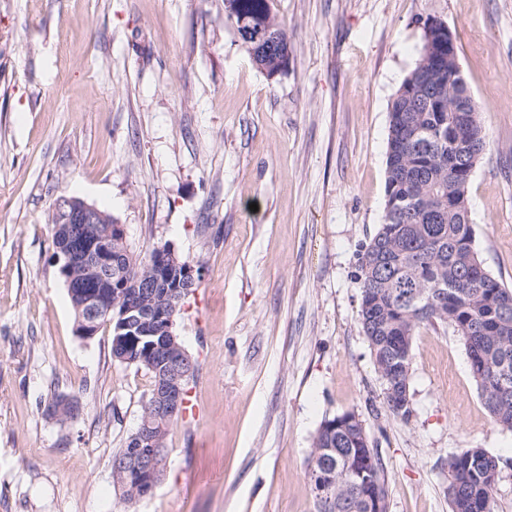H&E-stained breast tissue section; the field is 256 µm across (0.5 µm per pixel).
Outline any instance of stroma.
Returning a JSON list of instances; mask_svg holds the SVG:
<instances>
[{"label": "stroma", "mask_w": 512, "mask_h": 512, "mask_svg": "<svg viewBox=\"0 0 512 512\" xmlns=\"http://www.w3.org/2000/svg\"><path fill=\"white\" fill-rule=\"evenodd\" d=\"M288 68L252 62L224 0H0V512H315L321 422L363 420L388 512H450L449 453L512 457L462 341L421 326L413 415L382 409L358 322L357 253L382 221L390 102L426 19L453 34L488 133L468 185L475 246L512 286V0H270ZM75 196L202 267L176 321L194 417L154 490L124 498L112 459L149 373L111 333L75 332L48 212ZM78 402L59 422L55 395Z\"/></svg>", "instance_id": "1"}]
</instances>
